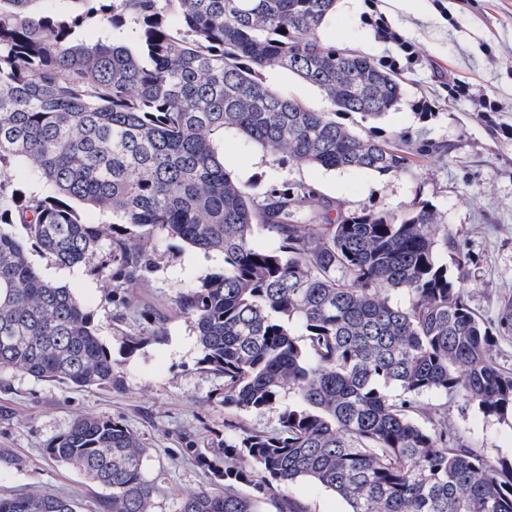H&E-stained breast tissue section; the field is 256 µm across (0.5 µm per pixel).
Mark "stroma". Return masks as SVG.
<instances>
[{
	"label": "stroma",
	"mask_w": 512,
	"mask_h": 512,
	"mask_svg": "<svg viewBox=\"0 0 512 512\" xmlns=\"http://www.w3.org/2000/svg\"><path fill=\"white\" fill-rule=\"evenodd\" d=\"M431 3L424 10L415 0H337L321 30L322 40L336 48L358 50L381 64L396 61L404 78L399 106L358 129L401 138L410 150L432 144V153L413 173L329 171L284 161L234 130L225 131L221 152L225 168L256 193L273 182L303 183L346 212H403L417 202L429 204L469 260L470 305L492 319L502 301L512 300V138L502 132L512 125V0ZM374 16L412 44L415 60H406L395 44L377 37L370 23ZM452 77L476 85L500 103V111L486 117L468 99L449 100ZM420 100L431 102L433 112L416 111ZM40 265L49 279L68 285L92 314L123 386L78 391L21 373L1 374L0 448L16 460H0V494L67 493L79 500V512H98L101 489L45 452L49 440L66 431L76 415L90 412L122 419L147 439L143 470L158 486L154 512H179L183 498L207 480L196 453L211 454L224 438L222 381L200 368L192 323L172 316L165 336L129 350L125 336L133 323L113 320L98 280L45 259ZM223 265L218 254L157 235L155 268L141 295L171 307L179 289L196 285ZM421 406V423H428V410H441L463 444L492 461L512 458V424L460 398L428 393ZM189 438L197 444L196 453L185 449ZM288 493L309 512H347L338 495L305 478L290 484Z\"/></svg>",
	"instance_id": "1"
}]
</instances>
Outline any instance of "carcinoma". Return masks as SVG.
Returning <instances> with one entry per match:
<instances>
[{"mask_svg": "<svg viewBox=\"0 0 512 512\" xmlns=\"http://www.w3.org/2000/svg\"><path fill=\"white\" fill-rule=\"evenodd\" d=\"M0 0V372L75 388L122 379L91 314L36 258L100 278L127 346L190 320L199 364L222 379V464L180 512H308L288 486L309 479L348 512H512V460L460 442L448 421L414 414L429 392L512 419V369L492 350L512 334V300L496 320L436 259L442 216L343 212L303 183L257 196L224 168L217 141L234 129L271 153L326 170L407 173V152L339 121L384 117L400 103L397 71L325 44L336 0ZM96 20L135 39L86 46ZM317 87L315 110L270 88L267 69ZM28 168L14 181L15 160ZM79 204L112 213L86 224ZM279 239L251 245L254 227ZM159 233L224 256L223 270L177 291L172 311L140 288ZM404 292L399 303L392 294ZM277 411L270 430L236 411ZM148 448L123 421L77 415L46 454L105 491L101 512H154ZM0 512H78L62 494L0 495Z\"/></svg>", "mask_w": 512, "mask_h": 512, "instance_id": "1", "label": "carcinoma"}]
</instances>
